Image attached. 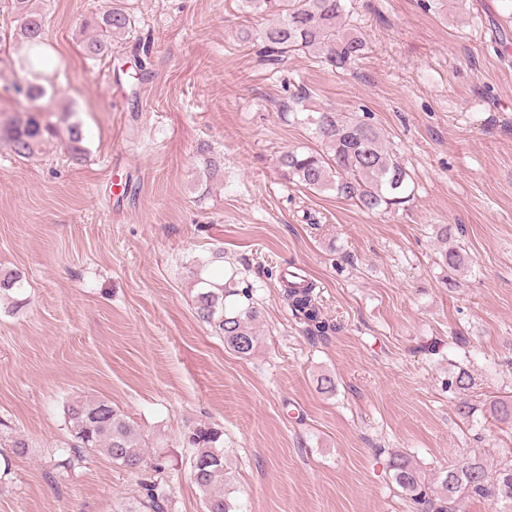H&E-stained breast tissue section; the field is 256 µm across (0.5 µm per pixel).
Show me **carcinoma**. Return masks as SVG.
<instances>
[{"label": "carcinoma", "instance_id": "cac0c4a2", "mask_svg": "<svg viewBox=\"0 0 512 512\" xmlns=\"http://www.w3.org/2000/svg\"><path fill=\"white\" fill-rule=\"evenodd\" d=\"M21 17L16 38L25 43V65L31 72L45 74L48 64L42 51L43 13L31 0H12ZM244 13L263 12L269 23L253 33L244 32L243 41L260 40L265 55L275 61L296 52L319 54L334 68L345 70L365 54L366 43L345 16L343 0H240ZM97 35L89 38L86 52L91 56L108 54L112 42L132 31L130 14L120 4L99 12L86 23ZM310 94L301 92L293 99V114L301 118L321 145V150L288 151L280 159L286 179L316 192L332 191L339 199L355 202L375 211L404 199L411 176L395 154L388 150L384 135L368 113L358 116L336 111L331 106L310 109ZM47 127L39 113L28 112L5 128L4 137L18 156L34 153ZM442 263L453 275L468 269L469 255L458 245L441 253ZM283 297L292 315L305 325L312 336L326 337L336 330L328 320L315 294L313 283L297 274L281 272ZM230 275L222 280L197 276L196 315L224 337V345L241 357L251 356L259 343L260 311L254 305L226 309V301L243 296L250 299L252 288ZM472 377L462 369L448 380V388L464 392L471 388ZM487 411L496 421L512 425V400L493 399ZM67 418L75 434V454L100 452L115 464L140 476L142 496L123 512H169L170 493L159 478L162 460L150 457L142 448V435L133 421L105 399L74 400L67 406ZM194 449L191 477L202 492L203 512H239L224 489L223 431L204 426L188 437ZM393 482L408 496L413 512H465L471 498L490 502L512 500V466L491 469L478 456L462 458L448 466L436 478V486L426 482L425 474L411 458L396 451L390 463Z\"/></svg>", "mask_w": 512, "mask_h": 512}]
</instances>
